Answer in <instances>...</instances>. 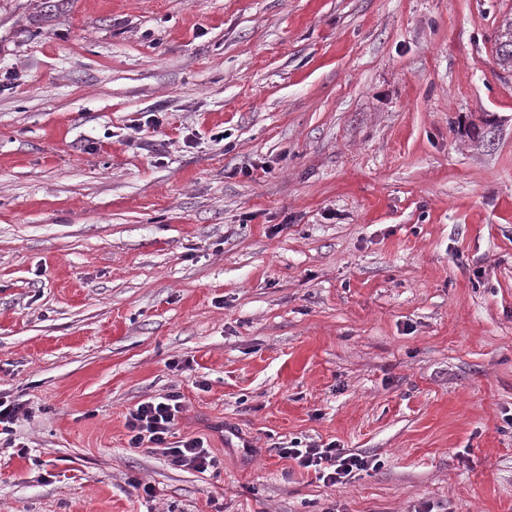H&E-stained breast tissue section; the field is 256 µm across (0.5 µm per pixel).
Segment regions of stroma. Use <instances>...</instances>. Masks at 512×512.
Wrapping results in <instances>:
<instances>
[{
    "label": "stroma",
    "instance_id": "obj_1",
    "mask_svg": "<svg viewBox=\"0 0 512 512\" xmlns=\"http://www.w3.org/2000/svg\"><path fill=\"white\" fill-rule=\"evenodd\" d=\"M510 12L0 0V512H512ZM495 54L498 63L503 67L512 68V15H505L502 19L497 39L495 41ZM180 400L179 394L168 393L146 399L130 411L126 417L129 448H142L148 443L147 447L159 451L172 466L198 473L212 471L217 475L223 468V460L201 438L169 440L182 418L184 409ZM0 398V442L1 435L5 434L12 436L14 433V425L28 415V409L25 407L23 402L19 400H8ZM278 454L281 458L294 461L301 469L313 470L316 478L322 480L326 486L342 484L354 477L355 473L369 469L373 463L367 456L348 453L333 443L312 444L305 448L293 445L278 448Z\"/></svg>",
    "mask_w": 512,
    "mask_h": 512
}]
</instances>
